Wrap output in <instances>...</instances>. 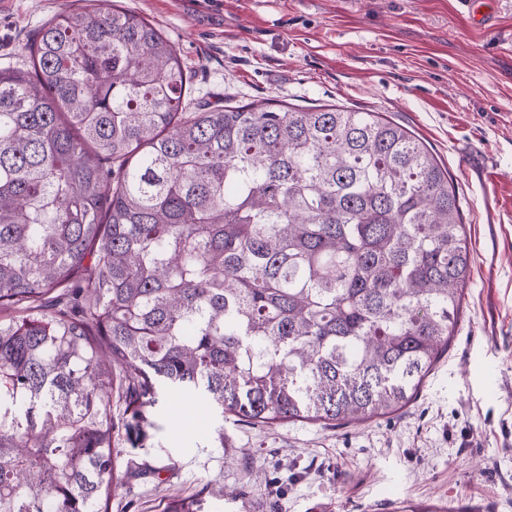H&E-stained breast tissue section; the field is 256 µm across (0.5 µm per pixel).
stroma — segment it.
Segmentation results:
<instances>
[{
  "label": "stroma",
  "instance_id": "stroma-1",
  "mask_svg": "<svg viewBox=\"0 0 512 512\" xmlns=\"http://www.w3.org/2000/svg\"><path fill=\"white\" fill-rule=\"evenodd\" d=\"M150 21L190 75L191 106L378 112L447 168L470 273L448 350L401 410L361 424H251L161 396L145 431L120 424L124 485L111 512H163L217 480L223 512H512V0L476 28L459 0H117ZM78 0L0 6V68L27 67L44 23Z\"/></svg>",
  "mask_w": 512,
  "mask_h": 512
}]
</instances>
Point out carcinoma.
<instances>
[{
    "label": "carcinoma",
    "mask_w": 512,
    "mask_h": 512,
    "mask_svg": "<svg viewBox=\"0 0 512 512\" xmlns=\"http://www.w3.org/2000/svg\"><path fill=\"white\" fill-rule=\"evenodd\" d=\"M27 52L0 69V512H109L115 392L138 429L162 391L267 425L412 400L470 254L411 131L338 105L187 112L174 46L116 6Z\"/></svg>",
    "instance_id": "cac0c4a2"
}]
</instances>
